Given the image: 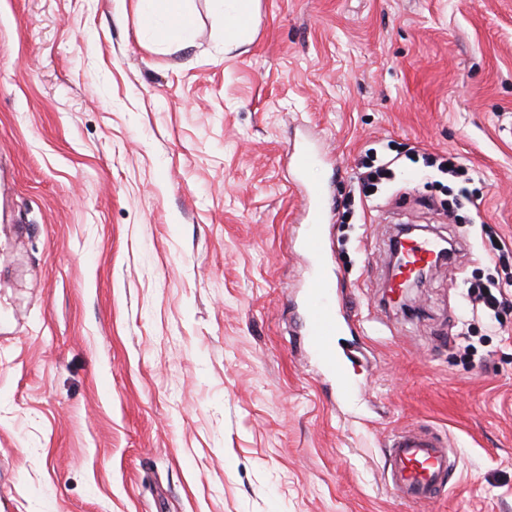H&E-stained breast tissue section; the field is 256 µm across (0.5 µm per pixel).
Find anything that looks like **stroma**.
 Here are the masks:
<instances>
[{
	"mask_svg": "<svg viewBox=\"0 0 512 512\" xmlns=\"http://www.w3.org/2000/svg\"><path fill=\"white\" fill-rule=\"evenodd\" d=\"M174 43L136 0H0V512H512V0H257ZM304 140V173L287 150ZM400 158L338 202L364 150ZM328 191L342 376L299 323L302 188ZM457 244L415 306L381 301L399 225ZM449 439L447 493L384 484L391 433ZM222 6L224 14V38L242 44L246 23L254 16L255 0H216Z\"/></svg>",
	"mask_w": 512,
	"mask_h": 512,
	"instance_id": "1",
	"label": "stroma"
}]
</instances>
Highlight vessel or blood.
Here are the masks:
<instances>
[{"label":"vessel or blood","instance_id":"1","mask_svg":"<svg viewBox=\"0 0 512 512\" xmlns=\"http://www.w3.org/2000/svg\"><path fill=\"white\" fill-rule=\"evenodd\" d=\"M311 205L309 229L304 251L313 262H321L324 253L320 224L323 187H308L305 193ZM437 252L435 241L424 238L405 249L401 275H413L415 269L429 263ZM333 286L322 270H315L309 282L307 321L316 350L328 364L336 362L335 338L341 327L335 304L330 300ZM389 464L383 479L401 499L419 504L441 498L448 490L450 462L447 446L434 434L421 429H404L393 435L388 448Z\"/></svg>","mask_w":512,"mask_h":512}]
</instances>
